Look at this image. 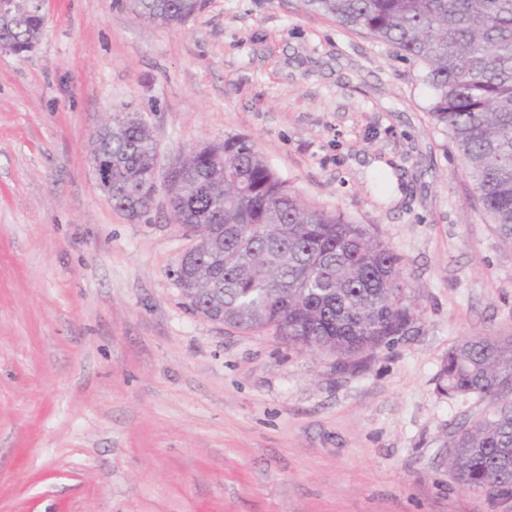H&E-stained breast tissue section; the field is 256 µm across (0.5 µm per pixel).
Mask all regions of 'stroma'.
I'll return each mask as SVG.
<instances>
[{
    "label": "stroma",
    "mask_w": 512,
    "mask_h": 512,
    "mask_svg": "<svg viewBox=\"0 0 512 512\" xmlns=\"http://www.w3.org/2000/svg\"><path fill=\"white\" fill-rule=\"evenodd\" d=\"M0 53V512H512L457 484L448 435L484 415L439 371L512 337V246L431 116L420 64L299 0H208L153 26L126 0H45ZM159 168L248 137L306 203L402 258L415 322L358 371L194 314L193 244L113 210L90 162L115 111Z\"/></svg>",
    "instance_id": "35a3bbf8"
}]
</instances>
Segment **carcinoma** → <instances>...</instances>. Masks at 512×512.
<instances>
[{
	"instance_id": "cac0c4a2",
	"label": "carcinoma",
	"mask_w": 512,
	"mask_h": 512,
	"mask_svg": "<svg viewBox=\"0 0 512 512\" xmlns=\"http://www.w3.org/2000/svg\"><path fill=\"white\" fill-rule=\"evenodd\" d=\"M338 25L390 45L424 66L432 117L448 130L485 212L512 245V0H301ZM207 0H127L153 25L183 24ZM9 19L0 40L24 54L42 35L26 0H0ZM98 182L113 209L140 218L155 200L157 149L146 123L128 112L96 130ZM168 204L195 237L193 257L174 274L196 314L243 331L272 330L301 352H327L338 370L364 367L414 322L402 258L363 224L305 203L248 138L191 148ZM448 396L475 394L488 412L452 431L457 483L512 498V339L468 336L440 372Z\"/></svg>"
}]
</instances>
